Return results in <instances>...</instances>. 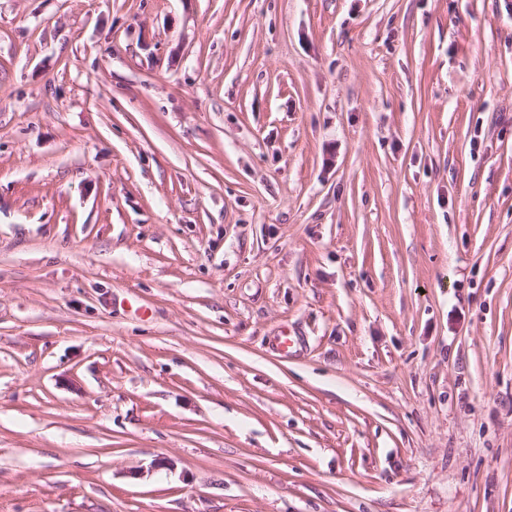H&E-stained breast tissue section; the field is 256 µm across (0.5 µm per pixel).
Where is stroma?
Returning <instances> with one entry per match:
<instances>
[{
    "label": "stroma",
    "instance_id": "35a3bbf8",
    "mask_svg": "<svg viewBox=\"0 0 512 512\" xmlns=\"http://www.w3.org/2000/svg\"><path fill=\"white\" fill-rule=\"evenodd\" d=\"M0 512H512V0H0Z\"/></svg>",
    "mask_w": 512,
    "mask_h": 512
}]
</instances>
